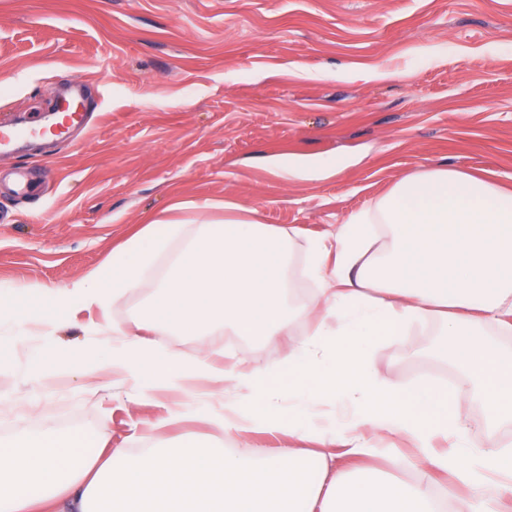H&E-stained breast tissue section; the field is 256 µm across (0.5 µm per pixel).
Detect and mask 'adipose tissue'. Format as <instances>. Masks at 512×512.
I'll return each instance as SVG.
<instances>
[{
    "label": "adipose tissue",
    "instance_id": "obj_1",
    "mask_svg": "<svg viewBox=\"0 0 512 512\" xmlns=\"http://www.w3.org/2000/svg\"><path fill=\"white\" fill-rule=\"evenodd\" d=\"M183 245L134 318L113 306L136 288L175 239ZM303 245L315 293L294 299L287 276ZM84 309L87 335H108L104 365L142 394L180 391L173 414L219 401L212 423L233 450L202 442L177 448L90 451L83 436L22 435L0 445V512H512V448H479L447 390L403 389L373 372L350 341L394 336L433 321L436 357L450 360L484 388L488 421L512 423V355L486 339L512 333V189L448 166L420 167L329 236L262 223L258 210L224 206L220 223L141 225L111 258L49 291L0 283V330L36 327L53 338ZM231 328L257 340L301 337L272 364L220 363L204 341ZM188 335L192 356L153 339ZM289 371L298 387L269 386ZM339 406L323 415L321 406ZM253 433L302 435L303 445L250 446ZM398 435L414 455L386 447ZM387 455L392 469L424 463L447 475L408 486L385 479L366 458Z\"/></svg>",
    "mask_w": 512,
    "mask_h": 512
}]
</instances>
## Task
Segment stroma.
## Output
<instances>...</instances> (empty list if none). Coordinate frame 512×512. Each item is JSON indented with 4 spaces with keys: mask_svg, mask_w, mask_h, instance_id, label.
Listing matches in <instances>:
<instances>
[{
    "mask_svg": "<svg viewBox=\"0 0 512 512\" xmlns=\"http://www.w3.org/2000/svg\"><path fill=\"white\" fill-rule=\"evenodd\" d=\"M0 121L27 126L78 91L87 128L0 155V281L63 287L99 266L132 227L220 220L225 203L302 237L335 230L421 166H451L512 187V0H0ZM296 163L305 178L281 177ZM339 172L321 175L324 166ZM35 171L27 196L13 172ZM437 324L376 337L367 361L402 388L453 384L475 443L491 426L473 380L433 356ZM226 362H276L279 345L211 337ZM97 337L29 332L0 372V441L77 432L132 452L200 439L206 420L169 418L106 371H27L52 346Z\"/></svg>",
    "mask_w": 512,
    "mask_h": 512,
    "instance_id": "obj_1",
    "label": "stroma"
}]
</instances>
